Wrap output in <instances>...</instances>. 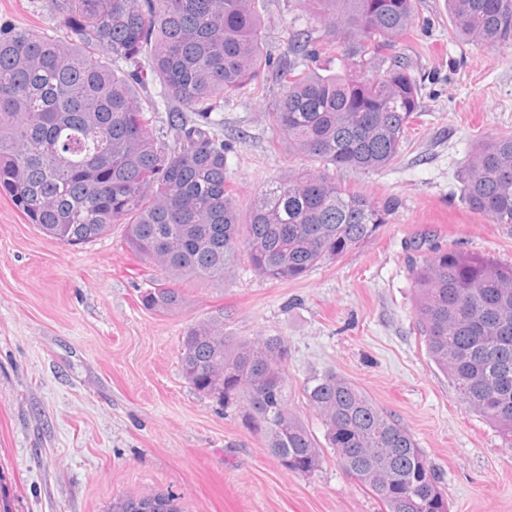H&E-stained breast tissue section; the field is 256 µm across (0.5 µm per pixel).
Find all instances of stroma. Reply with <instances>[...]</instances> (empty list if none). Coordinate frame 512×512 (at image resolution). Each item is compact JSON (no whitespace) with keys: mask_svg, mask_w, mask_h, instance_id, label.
Segmentation results:
<instances>
[{"mask_svg":"<svg viewBox=\"0 0 512 512\" xmlns=\"http://www.w3.org/2000/svg\"><path fill=\"white\" fill-rule=\"evenodd\" d=\"M264 49L292 32L330 33L311 0H256ZM51 0H0V29L53 32ZM394 51L422 81V110L398 162L344 172L343 187L398 207L358 249L276 282L239 261L221 283L176 280L131 252L122 226L82 246L43 235L0 196V512H111L121 496H175L181 512H381L325 450L310 475L289 472L239 412L198 393L180 368L193 322L223 315L226 335L288 344L289 410L322 436L305 393L336 372L399 421L441 475L449 512H512V454L430 360L415 322L418 246L452 245L512 264V227L471 210L458 173L483 138L512 136V43L454 36L445 0H417ZM274 68L225 96L218 130L238 135L228 190L248 218L261 189L306 160L275 133ZM184 305L143 307L153 288ZM184 294L180 288H153L142 297L143 305L159 312L179 309L184 304Z\"/></svg>","mask_w":512,"mask_h":512,"instance_id":"35a3bbf8","label":"stroma"}]
</instances>
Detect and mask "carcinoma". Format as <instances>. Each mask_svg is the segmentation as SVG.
Returning a JSON list of instances; mask_svg holds the SVG:
<instances>
[{
  "instance_id": "1",
  "label": "carcinoma",
  "mask_w": 512,
  "mask_h": 512,
  "mask_svg": "<svg viewBox=\"0 0 512 512\" xmlns=\"http://www.w3.org/2000/svg\"><path fill=\"white\" fill-rule=\"evenodd\" d=\"M332 39L296 33L276 63L282 85L275 130L288 150L321 164L291 171L258 196L240 223L226 185L235 137L212 112L267 66L254 0H54L61 36L0 31V194L45 236L88 244L115 224L137 255L171 276L224 282L243 255L255 273L288 282L355 250L397 202L349 192L336 172L376 173L402 155L420 111L407 63L384 52L411 24L416 0H312ZM456 37L489 47L512 41V0H446ZM337 56L336 72L310 64ZM165 119L149 126L158 103ZM462 199L512 226V137L470 153ZM415 316L428 356L460 400L512 447V265L431 245L412 271ZM143 305L179 309L178 288ZM288 344L224 335V318L191 324L181 339L185 380L240 411L288 471L318 470L321 445L288 410ZM341 469L383 512H448L436 468L412 435L357 385L328 371L306 388ZM112 512H180L155 494L119 497Z\"/></svg>"
}]
</instances>
